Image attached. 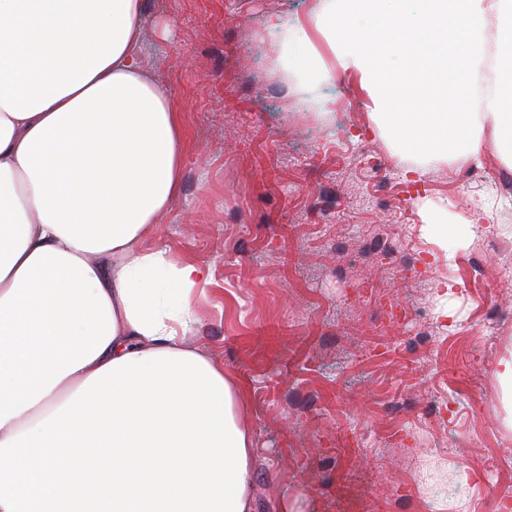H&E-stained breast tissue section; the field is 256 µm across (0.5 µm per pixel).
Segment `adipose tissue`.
<instances>
[{
    "instance_id": "adipose-tissue-1",
    "label": "adipose tissue",
    "mask_w": 512,
    "mask_h": 512,
    "mask_svg": "<svg viewBox=\"0 0 512 512\" xmlns=\"http://www.w3.org/2000/svg\"><path fill=\"white\" fill-rule=\"evenodd\" d=\"M142 0H0V512H251L240 383L185 343L208 267L142 249L181 191L184 128L140 56ZM497 18L495 41L487 20ZM324 41L374 122L425 159L512 160V0H322Z\"/></svg>"
}]
</instances>
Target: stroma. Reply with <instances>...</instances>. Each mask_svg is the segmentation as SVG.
<instances>
[{"label":"stroma","instance_id":"35a3bbf8","mask_svg":"<svg viewBox=\"0 0 512 512\" xmlns=\"http://www.w3.org/2000/svg\"><path fill=\"white\" fill-rule=\"evenodd\" d=\"M317 0H143L142 60L176 101L183 183L141 242L208 267L188 345L246 388L254 512H500L512 427L496 374L512 358V278L481 239L512 195L451 161L410 160L381 133L360 77L335 69L322 106L269 70L271 20ZM447 213L454 236L426 219ZM413 232L437 261L378 255ZM486 272L474 275L469 257ZM448 292H440V285Z\"/></svg>","mask_w":512,"mask_h":512}]
</instances>
